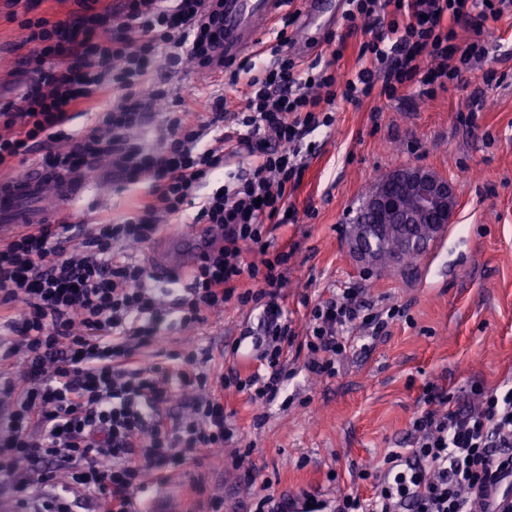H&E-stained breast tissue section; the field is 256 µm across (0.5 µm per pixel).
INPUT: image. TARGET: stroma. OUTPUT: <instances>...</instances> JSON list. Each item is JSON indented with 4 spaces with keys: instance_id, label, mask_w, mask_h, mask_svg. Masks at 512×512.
<instances>
[{
    "instance_id": "35a3bbf8",
    "label": "stroma",
    "mask_w": 512,
    "mask_h": 512,
    "mask_svg": "<svg viewBox=\"0 0 512 512\" xmlns=\"http://www.w3.org/2000/svg\"><path fill=\"white\" fill-rule=\"evenodd\" d=\"M0 0V103L15 97L23 54L19 24ZM487 62L464 73L435 98L418 89L360 105L337 100L332 126L308 135L298 162L300 183L290 199L295 223L274 224L270 253L287 251V282L280 303L297 333L306 315L336 288L364 289L376 308H403L386 336L354 348L335 375H316L306 355H291L292 375L271 404L252 405L233 390L220 396L233 432L223 455L199 453L164 483L149 482L140 497L152 512H250L263 492L274 497L301 491L334 502L340 492L375 496L370 473L385 469L394 449L411 445L410 423L427 408L428 389L447 391L456 403H477L474 387L491 391L512 382V16L487 21ZM154 81L168 101L146 115L144 141L165 129L169 100L191 99L207 75L157 65ZM423 165L452 180L459 204L443 236L429 244L414 277L377 275L346 246L347 230L376 177ZM130 188L112 178L110 165L89 192L68 207L46 202L56 217L121 219L130 211ZM165 254L186 265L195 258L186 238L162 230L146 248L131 251L147 264ZM262 316L225 303L205 322L181 325L168 318L159 347L143 362L161 361L162 350L194 337L196 368L216 377L229 368L249 373L256 354L234 351L244 336L260 332ZM250 451L252 471L235 468Z\"/></svg>"
}]
</instances>
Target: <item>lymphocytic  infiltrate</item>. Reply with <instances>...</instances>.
Instances as JSON below:
<instances>
[{"mask_svg":"<svg viewBox=\"0 0 512 512\" xmlns=\"http://www.w3.org/2000/svg\"><path fill=\"white\" fill-rule=\"evenodd\" d=\"M77 3L68 19L20 25L30 51L14 100L0 105V181L15 178L17 163L40 143L50 169H79L91 180L106 160L123 185L146 191L117 221L42 224L0 239L1 323L9 331L0 338V480L12 484L17 512H26L31 488L53 482L58 464L66 485L36 512H72L73 487L94 491L112 512H136V494L155 471L199 451L223 453L231 436L224 405L197 395L191 357L136 359L156 343L165 315L147 267L124 250L149 243L160 218L182 223L191 200L201 202L193 221L209 239L175 308L180 322L202 321L230 299L263 311L260 369L230 370L220 389L263 405L277 396L294 344L307 348L309 370L332 375L352 348L349 329L386 334L401 309L373 310L358 288L315 304L301 338L279 302L288 255L269 254L266 236L270 225L288 221L301 140L332 125L337 100L358 105L413 86L429 98L447 90L488 57L485 21L512 13V0H345L347 31L362 22L379 30L360 41L358 66L344 75L330 62L302 66L289 53L295 17L286 15L261 75L230 73V84L247 87L235 126L223 110L205 120L180 98L149 147L136 133L151 102L167 95L150 73L162 59L212 72L223 0ZM472 16L477 24L459 41L456 23ZM78 112L99 120L75 137L66 128ZM233 157L249 158V171L228 170ZM219 174L224 183L204 193ZM249 251L259 261L246 262ZM244 276L255 289L238 291ZM176 402L190 406L191 417L158 415ZM411 434L408 454L388 456L376 496L341 494L335 512H502L512 501V385L483 395L475 408L452 403L422 413Z\"/></svg>","mask_w":512,"mask_h":512,"instance_id":"1","label":"lymphocytic infiltrate"}]
</instances>
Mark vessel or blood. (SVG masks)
<instances>
[{
	"instance_id": "obj_1",
	"label": "vessel or blood",
	"mask_w": 512,
	"mask_h": 512,
	"mask_svg": "<svg viewBox=\"0 0 512 512\" xmlns=\"http://www.w3.org/2000/svg\"><path fill=\"white\" fill-rule=\"evenodd\" d=\"M286 0H224V25L218 55L232 66L248 53L258 52L260 36L279 20ZM336 0H306L305 20L294 31L297 41L311 39L313 30L334 27ZM88 189L77 170L58 173L31 162L12 181L0 183V238L23 224H40L46 218L44 204L74 202Z\"/></svg>"
}]
</instances>
